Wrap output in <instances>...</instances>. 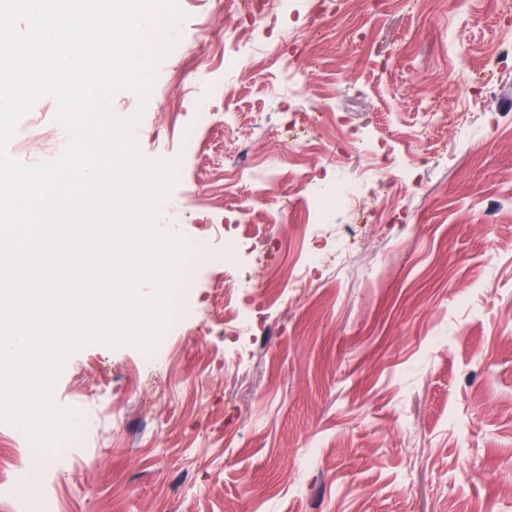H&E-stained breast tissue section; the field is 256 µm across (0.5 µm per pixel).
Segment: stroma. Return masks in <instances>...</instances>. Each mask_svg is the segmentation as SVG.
Returning a JSON list of instances; mask_svg holds the SVG:
<instances>
[{
    "label": "stroma",
    "mask_w": 512,
    "mask_h": 512,
    "mask_svg": "<svg viewBox=\"0 0 512 512\" xmlns=\"http://www.w3.org/2000/svg\"><path fill=\"white\" fill-rule=\"evenodd\" d=\"M178 3L180 39L147 102L123 90L110 103L124 118L141 113L146 161L180 158L163 207L174 231L208 245L186 269L174 352L143 387L137 348L83 347L53 389L84 417L83 444L42 456L0 422V467L35 474L54 512H512V69L493 54L512 41V16L500 0H427L419 14L406 0H351L336 14L324 0H287L285 14L242 32L238 0ZM289 25L308 40L289 44ZM228 45L240 67L227 99L216 87ZM264 45L277 66L253 67ZM295 71L308 107L399 157L401 133L419 131L428 105L448 121L422 144L415 188L366 213L346 264L310 271L307 287L274 301L255 287L258 272L287 275L312 216L296 187L287 215L256 207L224 161L257 112L269 122L259 150H276V133L298 119ZM489 79L497 97L481 91ZM55 114L39 99L8 156L58 158L67 137ZM372 163L354 152L340 169L326 152L307 159L312 175L351 181ZM228 224L251 284L238 309L262 335L237 363L224 334Z\"/></svg>",
    "instance_id": "obj_1"
}]
</instances>
